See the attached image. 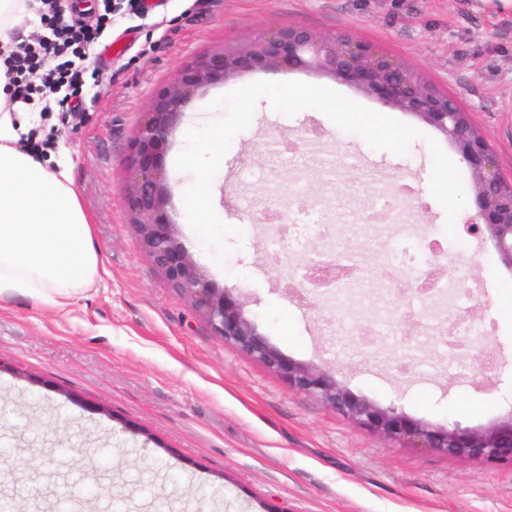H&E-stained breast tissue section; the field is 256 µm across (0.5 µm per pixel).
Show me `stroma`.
<instances>
[{"mask_svg":"<svg viewBox=\"0 0 512 512\" xmlns=\"http://www.w3.org/2000/svg\"><path fill=\"white\" fill-rule=\"evenodd\" d=\"M112 24L87 51L102 93L81 123L58 127L51 158L72 168L106 274L64 309L0 300V503L14 512H512V467L393 446L212 335L142 254L119 197L123 159L147 100L196 54L268 26L347 33L423 70L469 111L512 176V7L500 0H167L143 14L130 0H96L85 22ZM125 43L121 55L112 43ZM406 154L370 147L323 113L287 116L260 98L213 185L225 223L242 229L216 264L173 207L180 239L215 283L249 296L258 331L288 357L330 363L353 393L416 419L484 425L512 410V324L500 317L512 270L493 246L457 237L428 193L433 127ZM419 264L437 242L440 287L417 299L388 286L390 227L368 221L395 183ZM329 209L335 255L358 262L346 292L299 297L300 268L321 242L276 248L252 217L289 203ZM468 326V348L437 338L445 306ZM379 314L383 335L360 326ZM497 365L487 383L471 356Z\"/></svg>","mask_w":512,"mask_h":512,"instance_id":"1","label":"stroma"}]
</instances>
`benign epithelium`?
Returning a JSON list of instances; mask_svg holds the SVG:
<instances>
[{
	"mask_svg": "<svg viewBox=\"0 0 512 512\" xmlns=\"http://www.w3.org/2000/svg\"><path fill=\"white\" fill-rule=\"evenodd\" d=\"M257 71L325 76L439 131L470 174L475 213L465 222L466 234L491 241L500 261L512 269V177L504 176L495 149L468 113L402 60L346 34L292 25L257 29L230 46L198 54L150 99L133 133L119 189L144 255L168 285L190 301L213 335L354 424L392 444L512 466V410L484 426L463 427L414 419L399 406L358 396L336 379L332 367L281 352L249 317L247 294L219 287L185 248L169 216L172 199L165 157L171 138L192 100ZM308 282H335L334 260L320 261Z\"/></svg>",
	"mask_w": 512,
	"mask_h": 512,
	"instance_id": "benign-epithelium-1",
	"label": "benign epithelium"
}]
</instances>
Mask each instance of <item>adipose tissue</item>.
I'll use <instances>...</instances> for the list:
<instances>
[{
  "label": "adipose tissue",
  "mask_w": 512,
  "mask_h": 512,
  "mask_svg": "<svg viewBox=\"0 0 512 512\" xmlns=\"http://www.w3.org/2000/svg\"><path fill=\"white\" fill-rule=\"evenodd\" d=\"M34 0H0V49L28 32ZM0 66V299L62 309L102 279L93 228L73 187L71 166H48L20 141L41 122L21 101H9Z\"/></svg>",
  "instance_id": "ef3b65f1"
}]
</instances>
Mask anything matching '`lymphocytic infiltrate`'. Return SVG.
<instances>
[{
    "instance_id": "lymphocytic-infiltrate-1",
    "label": "lymphocytic infiltrate",
    "mask_w": 512,
    "mask_h": 512,
    "mask_svg": "<svg viewBox=\"0 0 512 512\" xmlns=\"http://www.w3.org/2000/svg\"><path fill=\"white\" fill-rule=\"evenodd\" d=\"M41 2L44 9L40 21L53 37L16 45L0 59L9 75L6 92L10 99L39 107L42 113L55 107L62 116L73 118L87 109L79 98L85 82L97 87L103 83L99 68L90 69L84 64L86 47L95 42L99 30L67 20L56 0ZM48 93L58 94L56 105L44 104Z\"/></svg>"
}]
</instances>
